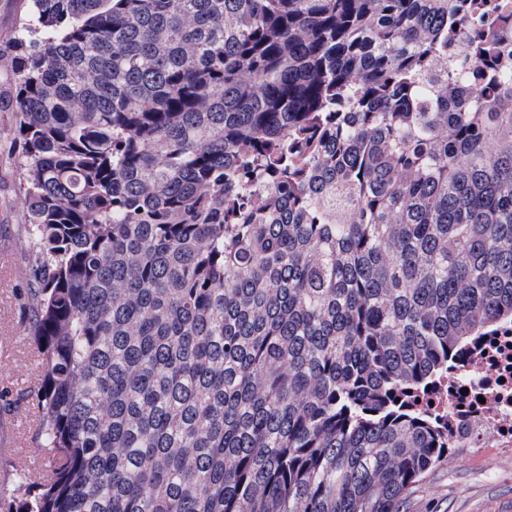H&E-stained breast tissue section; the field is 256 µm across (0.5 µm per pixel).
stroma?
I'll return each mask as SVG.
<instances>
[{
    "label": "stroma",
    "mask_w": 512,
    "mask_h": 512,
    "mask_svg": "<svg viewBox=\"0 0 512 512\" xmlns=\"http://www.w3.org/2000/svg\"><path fill=\"white\" fill-rule=\"evenodd\" d=\"M29 0H0V252L12 269L0 272V487H10L15 455L37 450L34 436L15 438L13 419L36 414L25 381L36 378L34 346L23 334L29 263L21 191L24 155L16 134L14 38ZM407 512H512V448L452 449L447 459L414 488Z\"/></svg>",
    "instance_id": "35a3bbf8"
}]
</instances>
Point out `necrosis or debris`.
Instances as JSON below:
<instances>
[{"mask_svg":"<svg viewBox=\"0 0 512 512\" xmlns=\"http://www.w3.org/2000/svg\"><path fill=\"white\" fill-rule=\"evenodd\" d=\"M465 357L430 400L445 413L448 436L464 448L512 447V330L488 337Z\"/></svg>","mask_w":512,"mask_h":512,"instance_id":"necrosis-or-debris-1","label":"necrosis or debris"}]
</instances>
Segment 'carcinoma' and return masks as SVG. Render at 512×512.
Listing matches in <instances>:
<instances>
[{
    "instance_id": "carcinoma-1",
    "label": "carcinoma",
    "mask_w": 512,
    "mask_h": 512,
    "mask_svg": "<svg viewBox=\"0 0 512 512\" xmlns=\"http://www.w3.org/2000/svg\"><path fill=\"white\" fill-rule=\"evenodd\" d=\"M38 455L0 512H401L512 325V0H31Z\"/></svg>"
}]
</instances>
